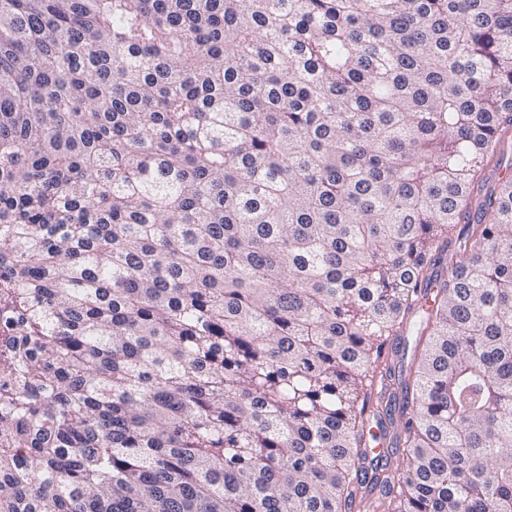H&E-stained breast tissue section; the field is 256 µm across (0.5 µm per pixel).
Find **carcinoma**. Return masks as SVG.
I'll return each instance as SVG.
<instances>
[{
    "label": "carcinoma",
    "mask_w": 512,
    "mask_h": 512,
    "mask_svg": "<svg viewBox=\"0 0 512 512\" xmlns=\"http://www.w3.org/2000/svg\"><path fill=\"white\" fill-rule=\"evenodd\" d=\"M511 133L512 0H0V512H512ZM500 158H502L501 165L499 169H494L493 167H489L483 174L484 179H486V189H492L500 183V180L503 178L505 180L506 177L512 176V143L505 142L501 147Z\"/></svg>",
    "instance_id": "cac0c4a2"
}]
</instances>
